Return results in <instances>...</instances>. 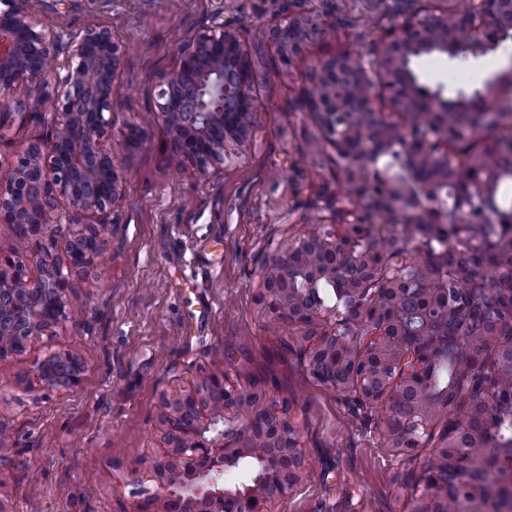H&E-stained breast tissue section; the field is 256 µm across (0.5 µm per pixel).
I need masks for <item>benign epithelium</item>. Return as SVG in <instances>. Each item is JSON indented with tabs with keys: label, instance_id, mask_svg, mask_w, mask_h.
I'll return each instance as SVG.
<instances>
[{
	"label": "benign epithelium",
	"instance_id": "7a95c632",
	"mask_svg": "<svg viewBox=\"0 0 512 512\" xmlns=\"http://www.w3.org/2000/svg\"><path fill=\"white\" fill-rule=\"evenodd\" d=\"M505 27H512V0H480ZM0 14L12 26L0 27V92L24 83L34 92L12 99L0 113V129L16 115H51L50 132L20 146L13 161L0 166V223L23 227L34 236L59 224H107L125 192L112 143L114 112L112 84L121 75L129 47L106 27H87L65 33L48 15L39 14L29 0H0ZM301 14H282L278 22L263 26L265 40L274 45L285 64L304 53L306 44L324 29L323 19L305 25L304 37L288 42V28ZM448 42L438 15L408 21L390 31L378 61L381 68L364 64L363 82L387 76L394 82L400 68L412 64L419 46ZM337 57L316 60L304 79L318 84L337 73ZM257 74L239 34L220 16L187 35L173 70L156 80L158 117L178 164L212 177L224 172L226 145L241 143L256 129L263 105L253 94ZM309 112L333 117L342 107L324 97L305 102ZM369 128L344 125L336 133L337 146L367 140ZM419 223L418 249L426 265L416 264L405 238L394 229L375 235L374 245L362 253L351 251L358 224H317L292 244L275 248L263 274L257 303L270 319L292 324L302 331L318 316L335 318V328L310 351L312 375L336 392L352 399L367 416L378 415L376 434L388 448L413 455L435 435L439 422L459 409L486 404L499 389L500 375L512 368V334L502 330L474 347L477 335L498 327L496 317L459 336L440 337L435 327L453 320L467 327L469 312L459 290L448 288L470 271H478L501 244L478 234L448 237L437 225ZM100 230L77 238L71 251L88 263L99 251ZM311 249L339 252L342 264L312 266ZM21 252L0 255V306L12 303L10 314L0 312V333L29 339L58 326L66 318L68 281L46 259L39 262L38 284H33ZM430 279L427 293L432 306L422 307L413 285ZM456 361L454 382L434 396L416 394L434 368ZM84 372L76 359H57L40 370L52 386L73 387ZM165 412L159 429L160 452L142 465L131 459L134 482H151L152 494L140 499L133 512H274L300 483L307 459L300 449L299 428L291 406L264 393L245 395L218 376H209L194 388L163 399ZM494 417L468 437L471 446L485 449V461L500 474L491 496L469 489L472 512H491L493 498L503 488L512 494V459L493 438ZM456 422L442 429L430 456L421 463L413 512H442L448 497L444 475L459 461L448 449L460 446ZM239 470L244 477L224 481V473Z\"/></svg>",
	"mask_w": 512,
	"mask_h": 512
}]
</instances>
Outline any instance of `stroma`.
Instances as JSON below:
<instances>
[{
  "instance_id": "stroma-1",
  "label": "stroma",
  "mask_w": 512,
  "mask_h": 512,
  "mask_svg": "<svg viewBox=\"0 0 512 512\" xmlns=\"http://www.w3.org/2000/svg\"><path fill=\"white\" fill-rule=\"evenodd\" d=\"M46 3L65 30L105 25L129 45L112 89V129L133 125L140 136L113 144L125 200L103 234L102 260L71 265L68 244L82 224L29 241L28 263L51 255L68 279L67 317L0 359V500L11 512H132L142 487L127 471L132 454L158 450L162 396L223 375L244 391L258 385L295 413L308 467L283 512H411L420 459L382 447L373 422L310 373L308 353L332 323L272 326L255 296L273 248L309 231L308 216L336 208L335 180L293 164L310 121L296 103L308 63L355 49L365 19L386 10L398 25L424 15L429 0H300L301 11L329 26L288 67L269 69L274 48L248 42L264 75L255 93L265 110L217 179L176 170L153 76L176 66L190 29L219 14L244 36L278 21L281 0H32L36 9ZM455 68L482 87L512 68V38L471 64L414 62L429 85L447 84ZM67 354L85 365L81 383L48 386L41 365Z\"/></svg>"
}]
</instances>
